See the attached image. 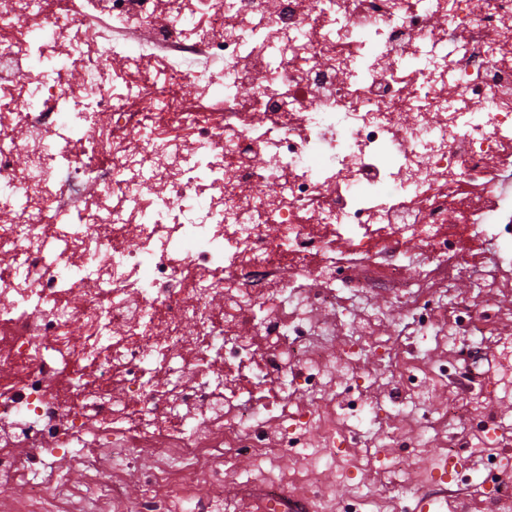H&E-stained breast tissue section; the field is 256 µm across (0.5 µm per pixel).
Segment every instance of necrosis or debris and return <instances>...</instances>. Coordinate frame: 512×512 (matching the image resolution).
<instances>
[{
	"label": "necrosis or debris",
	"instance_id": "1",
	"mask_svg": "<svg viewBox=\"0 0 512 512\" xmlns=\"http://www.w3.org/2000/svg\"><path fill=\"white\" fill-rule=\"evenodd\" d=\"M100 10L111 33L88 54L66 35ZM23 62L16 91L5 73ZM184 83L201 106H184ZM0 98L9 512H174L243 460L262 512H367L333 485L401 432L337 452L378 409L339 412L328 346L362 337L317 311L339 302L351 255L365 282L404 288L441 346L422 294L456 280L463 246L495 240L512 261L497 180L512 171V0H0ZM287 265L312 285L284 280ZM407 370L421 379L397 403L423 452L441 421L421 408L469 378ZM159 441L141 472L138 449Z\"/></svg>",
	"mask_w": 512,
	"mask_h": 512
}]
</instances>
